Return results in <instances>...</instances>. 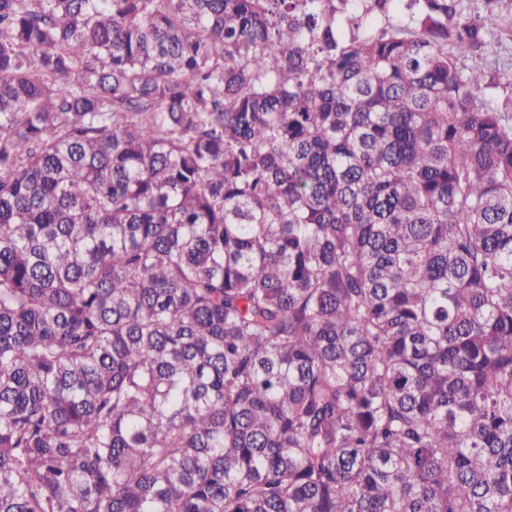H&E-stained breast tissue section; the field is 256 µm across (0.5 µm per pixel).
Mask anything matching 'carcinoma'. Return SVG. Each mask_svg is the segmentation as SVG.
Masks as SVG:
<instances>
[{
	"mask_svg": "<svg viewBox=\"0 0 512 512\" xmlns=\"http://www.w3.org/2000/svg\"><path fill=\"white\" fill-rule=\"evenodd\" d=\"M504 39L0 0V512H512ZM464 63L471 68H481L501 77L503 85L512 83V45L503 41L502 45L482 57L468 58Z\"/></svg>",
	"mask_w": 512,
	"mask_h": 512,
	"instance_id": "obj_1",
	"label": "carcinoma"
}]
</instances>
